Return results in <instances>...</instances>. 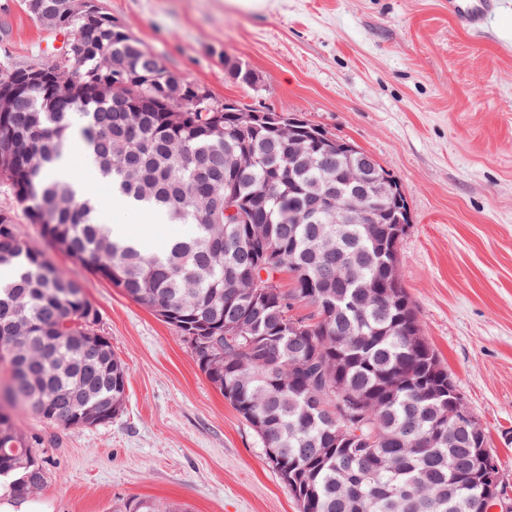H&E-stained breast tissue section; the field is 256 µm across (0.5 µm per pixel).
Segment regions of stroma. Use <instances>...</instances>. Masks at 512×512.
<instances>
[{"mask_svg": "<svg viewBox=\"0 0 512 512\" xmlns=\"http://www.w3.org/2000/svg\"><path fill=\"white\" fill-rule=\"evenodd\" d=\"M273 2L244 12L229 0H98L172 76L220 102L301 115L399 182L411 214L399 278L512 499V0L480 30L459 28L448 0ZM61 42L19 0H0V59L47 64ZM228 55L254 71L256 87L225 74ZM93 188L113 229L150 252L180 230ZM23 230L81 284L129 373L109 422L64 428L21 415L24 433L45 441L37 454L49 479L35 512H132L142 499L172 512H300L174 328L53 250L36 225Z\"/></svg>", "mask_w": 512, "mask_h": 512, "instance_id": "obj_1", "label": "stroma"}]
</instances>
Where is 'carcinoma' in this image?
<instances>
[{"instance_id": "1", "label": "carcinoma", "mask_w": 512, "mask_h": 512, "mask_svg": "<svg viewBox=\"0 0 512 512\" xmlns=\"http://www.w3.org/2000/svg\"><path fill=\"white\" fill-rule=\"evenodd\" d=\"M101 40L137 73L158 57L105 27ZM79 81L22 92L0 112V185L55 249L108 280L173 326L200 336L220 358L201 368L289 486L300 512H479L481 489L469 482L475 450L448 432V371L430 344L413 336L422 324L386 263L400 262L396 224H366L357 213L336 224H290L306 204L309 184L345 181L352 167L378 162L359 150L326 154L329 136L302 116L290 132L243 126L234 112H182L173 79L144 85L135 110L116 112L90 78L99 56L86 54ZM81 131L84 155L109 180L122 207H148L189 229L152 255L136 239L112 233L94 214L93 195L79 197L56 172L68 135ZM312 133L310 152L294 161L293 137ZM254 147L255 165L233 177L246 224L224 218V182L240 147ZM0 361L7 363V401L65 428H87L73 415L92 409L117 415L128 386L126 364L99 334L98 310L81 285L28 245L15 211L0 210ZM291 288L248 286L247 277ZM298 303L312 308L292 314ZM373 398L374 415L338 396ZM42 439L25 435L0 407V481L17 498L48 482L32 452Z\"/></svg>"}]
</instances>
